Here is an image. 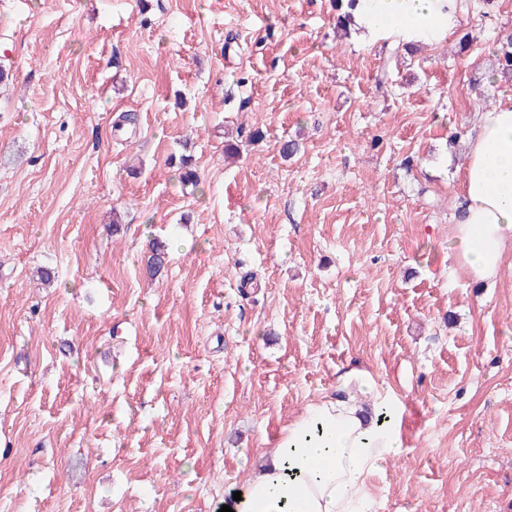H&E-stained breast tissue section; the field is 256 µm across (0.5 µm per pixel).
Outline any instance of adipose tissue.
<instances>
[{"mask_svg": "<svg viewBox=\"0 0 512 512\" xmlns=\"http://www.w3.org/2000/svg\"><path fill=\"white\" fill-rule=\"evenodd\" d=\"M355 22L405 42L441 37L455 23L453 0H359ZM454 224L459 268L494 280L512 248V97L482 112L469 141ZM362 370H339L336 391L309 403L263 455L232 512H370L371 478L401 454V412L392 397L364 406L373 389Z\"/></svg>", "mask_w": 512, "mask_h": 512, "instance_id": "ef3b65f1", "label": "adipose tissue"}]
</instances>
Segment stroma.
Instances as JSON below:
<instances>
[{"mask_svg":"<svg viewBox=\"0 0 512 512\" xmlns=\"http://www.w3.org/2000/svg\"><path fill=\"white\" fill-rule=\"evenodd\" d=\"M510 28L393 62L332 0H0V512H220L346 364L402 406L371 512H512V251L448 270Z\"/></svg>","mask_w":512,"mask_h":512,"instance_id":"stroma-1","label":"stroma"}]
</instances>
